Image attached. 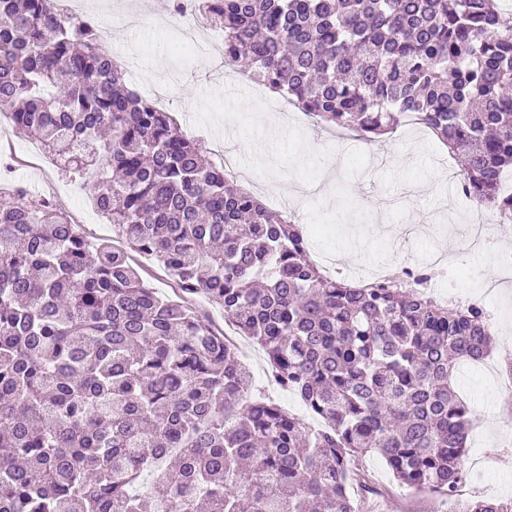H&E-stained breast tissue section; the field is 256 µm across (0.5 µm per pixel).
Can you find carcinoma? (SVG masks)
<instances>
[{
  "mask_svg": "<svg viewBox=\"0 0 512 512\" xmlns=\"http://www.w3.org/2000/svg\"><path fill=\"white\" fill-rule=\"evenodd\" d=\"M501 0H196L224 60L322 122L376 138L412 119L463 159L460 191L512 223V16ZM69 172L97 169L123 241L0 188V512H365L380 456L420 493L467 477L456 370L492 351L480 304L330 278L300 225L231 187L127 88L100 31L53 0H0V112ZM224 309L324 422L252 396L236 349L129 259ZM153 477L158 494L134 488ZM466 512H512L471 499ZM134 260L142 266L143 275L156 288L159 292L174 297L178 294L176 284L164 273V271L157 265L152 264L151 261L147 260L138 254H133Z\"/></svg>",
  "mask_w": 512,
  "mask_h": 512,
  "instance_id": "carcinoma-1",
  "label": "carcinoma"
}]
</instances>
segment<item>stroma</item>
<instances>
[{
	"mask_svg": "<svg viewBox=\"0 0 512 512\" xmlns=\"http://www.w3.org/2000/svg\"><path fill=\"white\" fill-rule=\"evenodd\" d=\"M102 13L101 48L125 58L128 87L145 98L167 86L175 99L172 115L179 127L211 151L224 142L249 168L250 188L267 207L289 198L296 223L306 227L312 254L328 248L341 268L414 266L436 249L456 247L458 284L480 292L490 264L480 252L463 250L473 222L498 223L497 214L461 203V166L428 129L398 127L382 141H365L322 123L296 105L283 113L282 128L269 118L275 93L253 79L216 81L209 58L179 49V23L172 0H94ZM44 179L35 195L53 191L57 205L87 239L106 238L112 226L98 212L91 181L61 169L45 157ZM237 351L249 366L255 395L269 398L290 413L309 418L300 398L278 387L263 351L238 337ZM512 362V346L494 349L489 360L465 366L457 383L472 395V432L466 464L482 462L481 481L465 483V499L512 498V404L497 375ZM499 416L486 429V415ZM380 491L372 512H441V500L415 493L393 481L383 460L364 458Z\"/></svg>",
	"mask_w": 512,
	"mask_h": 512,
	"instance_id": "obj_1",
	"label": "stroma"
}]
</instances>
